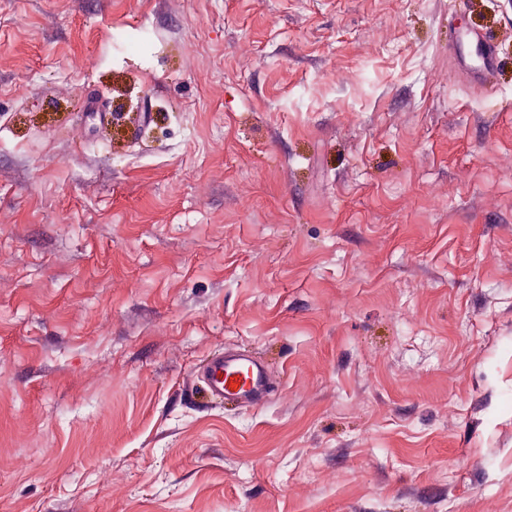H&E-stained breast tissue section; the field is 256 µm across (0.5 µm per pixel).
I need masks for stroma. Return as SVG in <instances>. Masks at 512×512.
Masks as SVG:
<instances>
[{"mask_svg": "<svg viewBox=\"0 0 512 512\" xmlns=\"http://www.w3.org/2000/svg\"><path fill=\"white\" fill-rule=\"evenodd\" d=\"M0 512H512V0H0ZM469 41L479 46L483 63L487 73L494 70L497 66V47L487 32L483 30H473L467 34ZM203 385L212 398L252 407L266 403L271 390L265 365L245 353L232 350H224L205 366Z\"/></svg>", "mask_w": 512, "mask_h": 512, "instance_id": "stroma-1", "label": "stroma"}]
</instances>
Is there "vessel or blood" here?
I'll return each mask as SVG.
<instances>
[{
	"label": "vessel or blood",
	"mask_w": 512,
	"mask_h": 512,
	"mask_svg": "<svg viewBox=\"0 0 512 512\" xmlns=\"http://www.w3.org/2000/svg\"><path fill=\"white\" fill-rule=\"evenodd\" d=\"M468 39L479 46L486 70L497 65V47L487 32L473 30ZM203 385L212 398L248 406L266 403L271 390L267 368L255 358L237 351L214 356L206 365Z\"/></svg>",
	"instance_id": "b4317fda"
}]
</instances>
